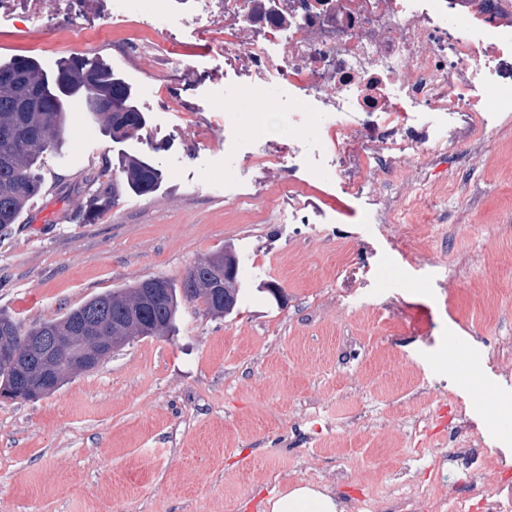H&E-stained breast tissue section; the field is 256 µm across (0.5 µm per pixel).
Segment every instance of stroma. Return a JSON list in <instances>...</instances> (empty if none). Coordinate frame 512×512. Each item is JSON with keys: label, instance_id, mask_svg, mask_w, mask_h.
<instances>
[{"label": "stroma", "instance_id": "35a3bbf8", "mask_svg": "<svg viewBox=\"0 0 512 512\" xmlns=\"http://www.w3.org/2000/svg\"><path fill=\"white\" fill-rule=\"evenodd\" d=\"M17 0L0 18V64L32 55L48 79L77 59L131 89L141 138L112 140L84 94L63 96L55 148L37 162L41 192L0 232V313L22 328L154 276L180 280L214 252L241 256L245 292L224 316L182 302L173 331L131 340L97 368L34 401L0 399V512H268L271 494L332 481L346 512H405V497L462 479L461 449L414 434V415L460 402L473 436L512 462V374L495 358L512 339V117L440 141L426 191L380 224L370 194L306 182L308 223L288 214L287 165L248 153L287 142L288 116L224 109V31L202 19H112L65 0L37 17ZM104 26L95 44L71 39ZM33 42L49 45L30 54ZM486 157L471 164V138ZM161 169L144 195L122 182L125 156ZM34 297L26 312L17 303ZM463 363L449 364L455 350Z\"/></svg>", "mask_w": 512, "mask_h": 512}]
</instances>
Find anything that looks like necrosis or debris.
Returning a JSON list of instances; mask_svg holds the SVG:
<instances>
[{
  "mask_svg": "<svg viewBox=\"0 0 512 512\" xmlns=\"http://www.w3.org/2000/svg\"><path fill=\"white\" fill-rule=\"evenodd\" d=\"M111 0L118 17L184 24L204 17L224 29V74L260 110L290 111L288 159L299 144H330L314 179L344 176L352 193L377 186L376 221L395 223L398 199L384 171L430 154L428 114L456 128L512 112V7L503 0ZM468 464L485 483L478 512H512L497 495L504 466L477 449Z\"/></svg>",
  "mask_w": 512,
  "mask_h": 512,
  "instance_id": "1",
  "label": "necrosis or debris"
}]
</instances>
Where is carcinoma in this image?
<instances>
[{
  "instance_id": "carcinoma-1",
  "label": "carcinoma",
  "mask_w": 512,
  "mask_h": 512,
  "mask_svg": "<svg viewBox=\"0 0 512 512\" xmlns=\"http://www.w3.org/2000/svg\"><path fill=\"white\" fill-rule=\"evenodd\" d=\"M58 92L48 88L42 71L26 56L9 66H0V229L16 222L29 199L42 189L34 173L39 157L59 139L65 115L60 93L81 91L90 110L114 140L142 135L145 120L130 102L126 86L102 69H90L78 60L63 65L56 77ZM122 175L127 186L142 194L153 191L160 170L144 158L132 155L124 160ZM240 256L226 247L190 267L180 282L156 277L161 294L147 302V281L96 295L59 318L44 321L27 330L13 323L9 343L10 366L0 363V386H19L31 378V367L39 362L35 336H51L67 330L78 337L73 348L56 358L61 378L73 367V360L97 346L94 338L82 337L80 323L93 313L99 318L96 335L161 336L175 325L180 301L201 303L213 316L231 313L243 295ZM232 276H222L224 269Z\"/></svg>"
}]
</instances>
